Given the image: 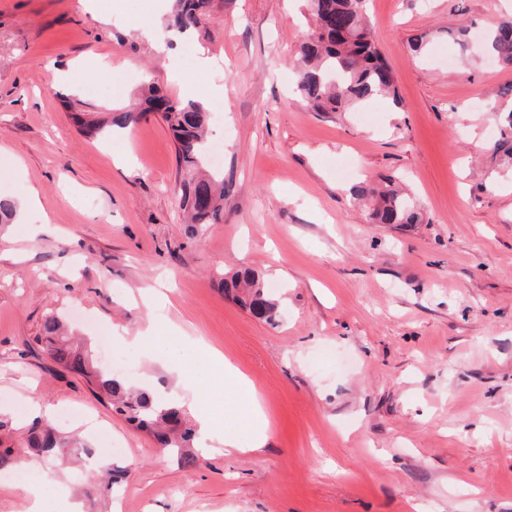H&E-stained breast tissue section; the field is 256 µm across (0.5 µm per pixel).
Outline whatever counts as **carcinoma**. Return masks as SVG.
I'll return each instance as SVG.
<instances>
[{"label": "carcinoma", "mask_w": 512, "mask_h": 512, "mask_svg": "<svg viewBox=\"0 0 512 512\" xmlns=\"http://www.w3.org/2000/svg\"><path fill=\"white\" fill-rule=\"evenodd\" d=\"M314 27L298 48L296 94L313 112H347L379 97L397 100L396 86L389 67L375 44L365 20L366 0H306ZM211 0H176L170 26L180 32L195 31L209 16ZM488 50L498 62L512 65V19L501 21L488 39ZM149 113L167 122L176 145V155L184 172L181 206L195 225L217 224L224 217V181L200 172L207 149L208 112L192 101L172 99L150 83L136 103L126 110L109 113L101 119L92 112L73 115L78 130L86 137H98L112 128L137 124ZM352 196L369 205L373 224H418L421 213L415 201L394 184V179L362 182L352 188ZM224 292L254 316L274 325L280 318L275 298L250 268H241L224 281ZM52 359L80 375L95 394L134 427L150 434L184 469H192L198 456L190 450L195 430L183 410L161 402L152 392L128 387L111 370L100 367L86 353L74 349L61 332V323L49 314L43 335ZM26 447L38 457L64 453L71 442L60 435L49 421L35 419L28 426ZM126 467L112 464L101 480L82 490L91 498L120 484Z\"/></svg>", "instance_id": "obj_1"}]
</instances>
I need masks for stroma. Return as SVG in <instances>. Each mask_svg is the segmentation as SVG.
Wrapping results in <instances>:
<instances>
[{
  "mask_svg": "<svg viewBox=\"0 0 512 512\" xmlns=\"http://www.w3.org/2000/svg\"><path fill=\"white\" fill-rule=\"evenodd\" d=\"M212 4L162 53L134 25L172 0H0V195L41 203L0 224V440L19 444L37 397L77 411L61 430L80 443L120 441L125 483L84 512H512V157L494 146L512 67L463 40L512 0H368L399 99L336 113L295 92L304 0ZM149 74L209 111L211 169L231 185L221 223L183 224L160 115L98 139L68 115L72 97L127 105ZM382 176L403 179L422 223H370L350 189ZM242 267L279 298L277 325L221 292ZM161 280L156 359L129 383L172 390L191 346L205 410L246 447L190 470L37 341L53 312L110 362L120 344L101 348V330L136 334L139 292ZM213 348L257 387L264 447Z\"/></svg>",
  "mask_w": 512,
  "mask_h": 512,
  "instance_id": "35a3bbf8",
  "label": "stroma"
}]
</instances>
